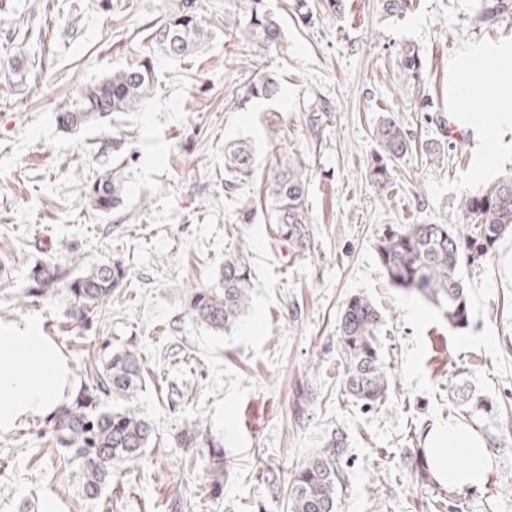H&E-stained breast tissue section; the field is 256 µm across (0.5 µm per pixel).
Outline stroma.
<instances>
[{
	"mask_svg": "<svg viewBox=\"0 0 512 512\" xmlns=\"http://www.w3.org/2000/svg\"><path fill=\"white\" fill-rule=\"evenodd\" d=\"M208 32L194 54L172 58L145 29L172 0H8L0 9V84L14 60L22 85L0 97V319H38L69 359L77 387L108 354L142 358L145 385L134 401L154 433L143 461L116 467L98 498L82 496L76 462L52 437L51 417L0 431V512H39L51 495L62 512H286L284 478L332 433L347 439L348 482L337 512H512V234L482 266H462L470 322L449 325L419 294L394 287L376 253L390 224L466 226V197L512 174V152L472 181L473 144L448 135V65L487 41L512 42V0H412L389 15L384 0H343L341 13L308 0H264L281 23L280 48L244 57L235 37L252 0H199ZM413 46L423 80H404L402 48ZM151 57L156 83L141 109L71 131L56 122L77 87ZM281 94L236 103L256 75ZM329 101L319 136L309 111ZM396 120L439 158L409 153L391 165L387 189L369 178L375 131ZM121 153L104 152L112 138ZM250 139L256 172L224 186V145ZM304 160L311 242L289 248L258 200L289 157ZM118 170L123 209L88 207L80 188ZM258 207L243 223L240 207ZM243 252L251 302L239 325L217 335L188 314L192 289L213 285L225 254ZM55 257L79 272L122 261L129 272L111 314L87 327L70 318L66 292L32 297L35 263ZM354 294L382 315L380 342L390 383L367 409L343 391L336 335ZM425 312L414 319L412 308ZM464 390L491 410L464 419ZM467 421L489 443L483 484L462 491L425 485L410 458L429 427ZM217 440L230 466L221 493L208 453L183 447L184 429Z\"/></svg>",
	"mask_w": 512,
	"mask_h": 512,
	"instance_id": "1",
	"label": "stroma"
}]
</instances>
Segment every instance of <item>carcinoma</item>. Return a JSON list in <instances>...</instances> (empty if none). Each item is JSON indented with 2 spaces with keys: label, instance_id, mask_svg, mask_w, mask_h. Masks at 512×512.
<instances>
[{
  "label": "carcinoma",
  "instance_id": "1",
  "mask_svg": "<svg viewBox=\"0 0 512 512\" xmlns=\"http://www.w3.org/2000/svg\"><path fill=\"white\" fill-rule=\"evenodd\" d=\"M244 19L240 41L245 49L255 46L269 51L282 42L278 18L258 7ZM151 40L165 54L181 58L204 36L202 17L196 0H175L168 18L150 27ZM398 68L409 81L421 77V61L415 49L404 48ZM154 66L148 56L97 82L79 88L71 107L59 113L58 124L77 128L104 120L114 113L136 112L152 93ZM281 83L259 75L249 84L241 104L253 99L270 100ZM379 152L369 170L371 182L380 189L390 184L389 164L412 151V139L394 120L384 119L376 128ZM226 188L246 180L255 172L251 143L238 139L224 150ZM308 177L303 162L290 159L275 171L264 190L265 209L270 223L296 252L311 241L307 207ZM81 197L95 210L110 213L124 205L114 174L108 172ZM469 230L460 233L448 224H391L379 237L377 256L389 281L398 288L416 290L440 309L455 327L469 323L467 292L460 275L464 265H480L495 251L501 238L512 232V176L471 194L465 202ZM120 262L102 263L76 276L53 260L36 264L29 277L28 293L34 297L68 290L70 316L91 324L112 300V291L127 278ZM253 288L250 269L241 255L224 257L217 282L190 292V314L214 333L231 331L248 306ZM382 318L366 298L353 295L340 317L336 342L343 362L344 390L356 402L370 408L386 395L388 369L378 345ZM145 381L138 356L123 350L112 353L103 368L91 375V383L61 407L54 418L53 438L58 447L82 461V490L96 498L112 478L119 462L135 463L144 457L153 433L152 423L130 405ZM186 440H199L209 448L212 487H221L220 478L228 468L215 440L200 431H185ZM347 453L345 438L338 432L326 447L312 455L291 473L288 482L287 512H337L339 487L346 484L342 461Z\"/></svg>",
  "mask_w": 512,
  "mask_h": 512
}]
</instances>
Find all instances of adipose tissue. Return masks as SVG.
Listing matches in <instances>:
<instances>
[{
  "label": "adipose tissue",
  "mask_w": 512,
  "mask_h": 512,
  "mask_svg": "<svg viewBox=\"0 0 512 512\" xmlns=\"http://www.w3.org/2000/svg\"><path fill=\"white\" fill-rule=\"evenodd\" d=\"M448 119L477 132L481 160L503 150L500 127L512 125V43L486 42L453 63ZM75 377L54 339L33 320H0V430L51 415L74 394ZM426 456L435 480L455 489L479 485L490 465L486 442L466 426L431 428Z\"/></svg>",
  "instance_id": "obj_1"
}]
</instances>
